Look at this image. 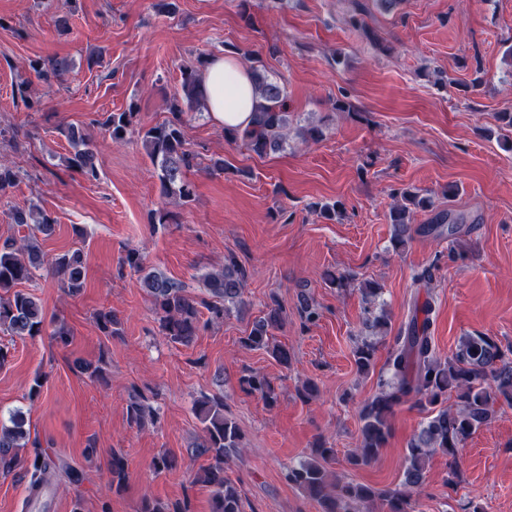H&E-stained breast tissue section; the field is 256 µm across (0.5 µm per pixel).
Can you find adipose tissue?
Segmentation results:
<instances>
[{
  "instance_id": "1",
  "label": "adipose tissue",
  "mask_w": 512,
  "mask_h": 512,
  "mask_svg": "<svg viewBox=\"0 0 512 512\" xmlns=\"http://www.w3.org/2000/svg\"><path fill=\"white\" fill-rule=\"evenodd\" d=\"M207 115L219 126L243 129L254 118L255 89L251 73L236 57L217 55L202 74Z\"/></svg>"
}]
</instances>
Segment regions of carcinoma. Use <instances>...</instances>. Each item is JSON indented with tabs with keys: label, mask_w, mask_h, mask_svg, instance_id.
<instances>
[{
	"label": "carcinoma",
	"mask_w": 512,
	"mask_h": 512,
	"mask_svg": "<svg viewBox=\"0 0 512 512\" xmlns=\"http://www.w3.org/2000/svg\"><path fill=\"white\" fill-rule=\"evenodd\" d=\"M203 66L202 61L198 67L181 70V91L170 101L172 118L168 121L138 129L134 126L136 113L129 111L110 113L101 122L115 143L125 141L129 134L138 135L146 156L156 169L163 194L183 205L195 196L196 186L188 174L200 165L198 154L188 147L183 115L198 109L203 100L200 91ZM72 67V60L66 56L55 57L47 68L39 60L30 62V68L46 82L64 76ZM251 73L256 92L253 124L240 131L226 130L224 136L241 142L258 156L283 151L288 147L292 123L286 88L262 69L255 68ZM66 137L73 149L67 159L68 167L87 180L98 179L93 142L76 127L69 128ZM19 180L16 168L1 159L0 196L15 187ZM401 198L408 205H397L389 214L393 241L398 246L405 245L416 232L410 207L421 210L433 207L429 197L411 190H403ZM12 216L14 223L30 229V234L18 241L0 244V331L12 336L33 337L42 333L45 317L37 297L21 286L39 277L43 261L37 250V235H51L54 220L33 203L14 209ZM459 223L451 214L440 212L432 218L431 230L451 237L457 233ZM121 267L140 275L152 301L159 332L169 341L184 346L192 344L201 329L224 321V316L240 308L247 279L246 269L234 256H227L221 269L200 276L207 297L195 300L185 294L182 283L147 267L136 249L126 250ZM52 271L68 291H80L86 275L85 252L76 248L58 256L52 263ZM360 291L366 303L363 321L366 335L356 340L353 358L357 372L367 374L374 365L381 338L388 333V315L375 306L380 294L377 284L364 283ZM298 313L304 326L315 323L320 317L319 308L307 296L301 300ZM432 314L433 301L429 297L414 308L405 330L395 336L387 359L390 376L380 381L377 392L362 406L360 437L350 458L351 464L357 467L376 461L390 437L395 408L411 400L426 415L407 442L403 479L396 488L376 489L330 477L327 465L334 458L335 450L321 437L306 458L288 466L286 474L289 483L317 501L321 512H370V506L376 501L386 505L387 512H414L412 496L424 485L428 459L436 453L446 456L448 482H453L459 477V460L466 441L491 423L496 402L502 399L512 404V357L491 337L468 335L461 338L455 352L441 359L432 344ZM95 320L104 335H119L120 319L115 311L100 309ZM282 321V307L278 304L269 307L264 316L253 323L248 335L241 338V344L252 350H269L280 364L288 366L291 360L288 349L270 346L272 330ZM240 382L247 391L261 395L267 405L278 402V394L265 375L252 372L242 376ZM196 413L203 425L204 438L195 453L206 455L209 460L197 481L211 489L210 512H245L242 492L225 475L224 469L228 459L243 447L242 432L224 413V401L217 396L198 400ZM26 437L22 412H13L7 423L0 421V474L24 471L29 476L28 500L39 499L49 477L57 472L73 486L83 483V470L44 449L35 450L31 460L24 458L19 452V441ZM126 482L127 462L123 454L115 452L109 483L114 491L120 492ZM140 512H189V506L185 501L146 497Z\"/></svg>",
	"instance_id": "obj_1"
}]
</instances>
